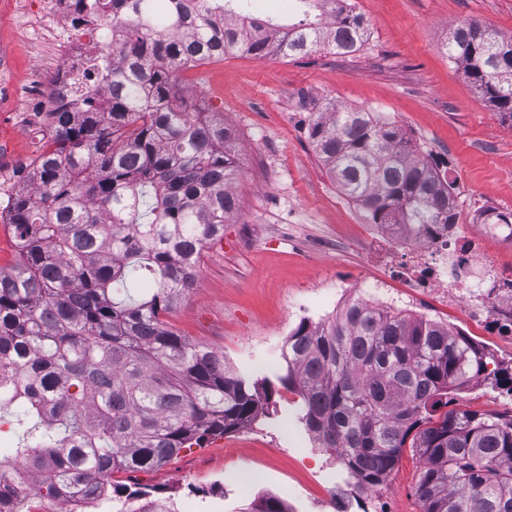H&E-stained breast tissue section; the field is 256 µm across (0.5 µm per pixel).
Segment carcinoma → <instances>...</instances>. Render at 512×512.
<instances>
[{
	"instance_id": "cac0c4a2",
	"label": "carcinoma",
	"mask_w": 512,
	"mask_h": 512,
	"mask_svg": "<svg viewBox=\"0 0 512 512\" xmlns=\"http://www.w3.org/2000/svg\"><path fill=\"white\" fill-rule=\"evenodd\" d=\"M240 0H74L95 30L75 79L81 106L48 112L30 188L9 205L16 245L0 267V427L15 440L0 471V512L69 494L112 512H178L174 496L112 481L158 467L251 423L257 383L166 320L196 285L205 246L238 208L233 129L192 98L182 72L242 51L256 58L347 55L368 28L346 0H297L301 18L258 20ZM512 39L476 22L451 33L448 58L512 119V79L496 63ZM308 135L341 191L372 224L411 232L456 222L451 185L397 126L324 104ZM512 236V212L483 211ZM441 323L361 299L288 336L280 381L298 421L370 489L405 448L422 462L421 512H512V414L452 409L475 379L512 396V367ZM240 512H285L263 497Z\"/></svg>"
}]
</instances>
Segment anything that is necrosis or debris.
<instances>
[{
    "label": "necrosis or debris",
    "mask_w": 512,
    "mask_h": 512,
    "mask_svg": "<svg viewBox=\"0 0 512 512\" xmlns=\"http://www.w3.org/2000/svg\"><path fill=\"white\" fill-rule=\"evenodd\" d=\"M492 225L472 234L470 225L452 224L431 235L413 236L398 224H377L367 229L368 237H390L407 249L417 269L410 279L412 289L436 290L448 306L460 309L476 327L512 333V266L499 263L483 246L495 236Z\"/></svg>",
    "instance_id": "obj_1"
}]
</instances>
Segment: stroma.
<instances>
[{
  "label": "stroma",
  "mask_w": 512,
  "mask_h": 512,
  "mask_svg": "<svg viewBox=\"0 0 512 512\" xmlns=\"http://www.w3.org/2000/svg\"><path fill=\"white\" fill-rule=\"evenodd\" d=\"M49 2L0 0V46L14 86L0 98V212L25 189L37 155L30 118L44 106L32 94L34 71L66 52ZM355 9L375 33L356 53L256 59L234 52L182 75L235 132L240 205L223 238L204 249L197 285L168 321L234 371L265 380L269 398L236 432L184 448L160 467L115 473L130 488L174 495L180 512H239L261 496L287 512H334L330 502L318 511L308 503L323 494L320 460L308 455L314 442L297 420L298 394L279 381L283 352L301 321L331 320L365 283L405 292L409 264L389 241H362L364 209L340 190L308 138L319 105L362 109L396 125L418 155L445 170L458 223L487 206L512 211V121L479 97L446 53L465 22L512 37V0H355ZM456 406L504 412L512 397L477 379L460 389ZM420 468L418 455L404 449L379 485L392 512H420Z\"/></svg>",
  "instance_id": "35a3bbf8"
}]
</instances>
